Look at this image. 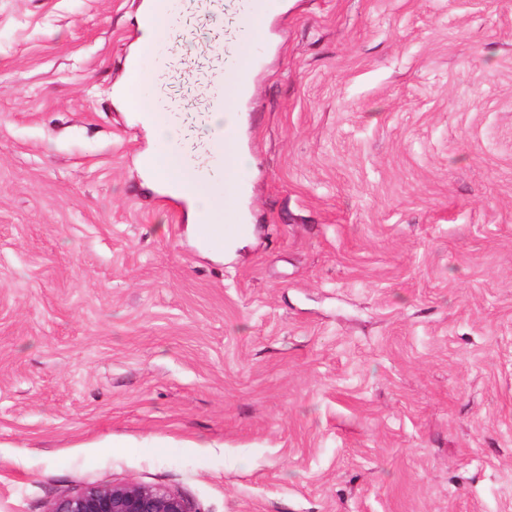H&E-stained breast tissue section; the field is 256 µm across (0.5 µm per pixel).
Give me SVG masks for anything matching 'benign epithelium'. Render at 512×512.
Here are the masks:
<instances>
[{"label":"benign epithelium","instance_id":"1","mask_svg":"<svg viewBox=\"0 0 512 512\" xmlns=\"http://www.w3.org/2000/svg\"><path fill=\"white\" fill-rule=\"evenodd\" d=\"M48 512H191L177 493L136 482L87 487L55 500Z\"/></svg>","mask_w":512,"mask_h":512}]
</instances>
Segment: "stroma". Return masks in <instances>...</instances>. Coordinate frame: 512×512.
Wrapping results in <instances>:
<instances>
[{"instance_id":"1","label":"stroma","mask_w":512,"mask_h":512,"mask_svg":"<svg viewBox=\"0 0 512 512\" xmlns=\"http://www.w3.org/2000/svg\"><path fill=\"white\" fill-rule=\"evenodd\" d=\"M283 2L239 104L251 237L215 260L145 182L173 143L114 101L140 0H0V512L124 482L512 512V0Z\"/></svg>"}]
</instances>
